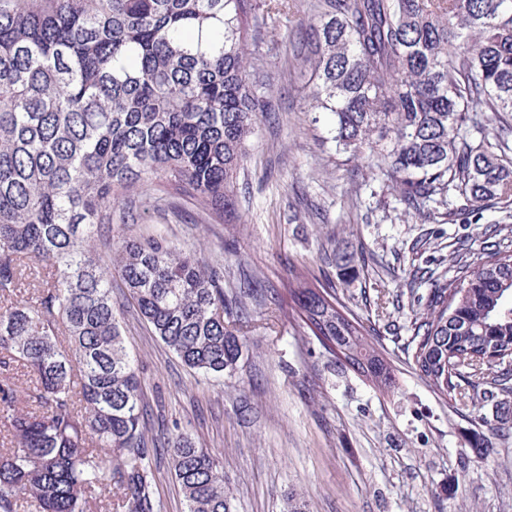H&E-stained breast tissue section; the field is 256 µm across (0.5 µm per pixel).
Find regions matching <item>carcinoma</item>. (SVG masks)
<instances>
[{
	"instance_id": "carcinoma-1",
	"label": "carcinoma",
	"mask_w": 512,
	"mask_h": 512,
	"mask_svg": "<svg viewBox=\"0 0 512 512\" xmlns=\"http://www.w3.org/2000/svg\"><path fill=\"white\" fill-rule=\"evenodd\" d=\"M294 43L309 111L336 151L377 155L404 213L451 219L512 204V0H302ZM289 0H0V512H162L144 373L114 277L153 335L222 378L242 353L224 271L114 216L197 197L204 224L238 217L235 185L271 80L248 46ZM480 134L473 140L463 133ZM156 188L158 194L151 193ZM497 228L432 273L405 347L457 412L512 394V247ZM288 297L308 334L374 386L390 364L371 331L305 270ZM469 363L445 375L457 354ZM27 406L18 407L19 393ZM185 512H233L224 465L191 433L167 438Z\"/></svg>"
}]
</instances>
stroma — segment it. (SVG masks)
Returning <instances> with one entry per match:
<instances>
[{
  "label": "stroma",
  "instance_id": "35a3bbf8",
  "mask_svg": "<svg viewBox=\"0 0 512 512\" xmlns=\"http://www.w3.org/2000/svg\"><path fill=\"white\" fill-rule=\"evenodd\" d=\"M293 13L258 45L276 81L259 116L236 191L238 224L200 223L197 201L178 212L142 215L135 234H164L224 268V292L253 282L230 321L244 338L235 370L222 381L185 368L150 336L115 293L124 339L144 371L154 416L148 427L156 489L164 512H183L166 452L174 427L224 461L234 512H512V396H489L454 412L421 378L404 347L428 284L415 272L439 268L456 244H479L512 216L492 208L466 213L452 194L454 221L422 224L406 216L369 159L345 160L327 118L308 110V91L281 78L301 34ZM304 267L336 289L394 369L396 386L374 387L285 315L288 278ZM391 317L376 321L378 295Z\"/></svg>",
  "mask_w": 512,
  "mask_h": 512
}]
</instances>
